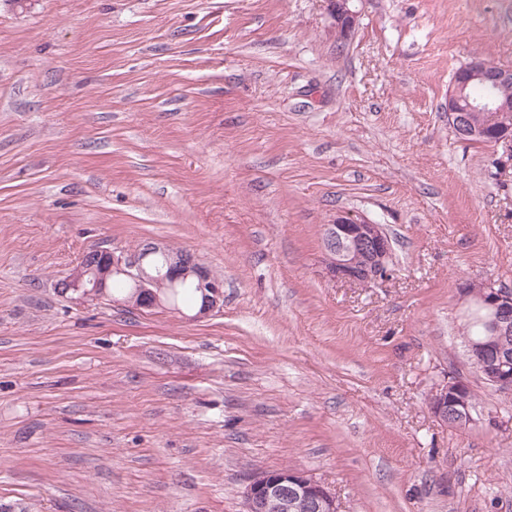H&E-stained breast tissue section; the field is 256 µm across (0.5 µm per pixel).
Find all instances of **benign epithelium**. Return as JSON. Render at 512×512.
I'll list each match as a JSON object with an SVG mask.
<instances>
[{"label":"benign epithelium","instance_id":"obj_1","mask_svg":"<svg viewBox=\"0 0 512 512\" xmlns=\"http://www.w3.org/2000/svg\"><path fill=\"white\" fill-rule=\"evenodd\" d=\"M329 15L334 27L343 37H348L358 24L359 12L353 0H329ZM512 78V71L504 70L492 61H474L458 70L453 87L448 94V122L462 140L482 135L493 144L512 138V130L501 126L499 118L512 112V102L485 98L475 103H462L458 91L472 81L493 87ZM327 273L345 281L369 283L387 275L391 259V247L383 225L368 219L353 218L339 213L332 223L325 225L323 235ZM166 247L150 244L135 252L113 249H95V259L80 263L73 272L60 282V286L78 298H98L115 277L125 278L132 291L124 299V305L141 310L163 306L158 293L153 290L157 278L144 269V258ZM190 277L197 279L203 303L197 316L208 315L224 305L223 283L195 261L189 253L173 259L164 280L175 286ZM481 310L486 313L489 336H502L512 330V293L492 285L476 295ZM487 363L477 365L484 380L503 393L512 394L511 356L500 346L489 342L473 349ZM470 387L456 379L433 391L430 408L443 422L458 425L473 422V409L468 404ZM306 502L315 512H340L336 496L321 482L297 469H281L261 472L248 480L244 491L243 512H295L296 504Z\"/></svg>","mask_w":512,"mask_h":512}]
</instances>
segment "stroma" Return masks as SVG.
<instances>
[{
    "label": "stroma",
    "instance_id": "stroma-1",
    "mask_svg": "<svg viewBox=\"0 0 512 512\" xmlns=\"http://www.w3.org/2000/svg\"><path fill=\"white\" fill-rule=\"evenodd\" d=\"M355 6L345 40L327 0H0V512H243L282 468L341 512H512V394L461 337L466 285L512 289V145L448 123L460 68L512 71V0ZM341 211L386 278L327 275ZM149 243L223 308L59 292ZM469 391L470 403L475 407L476 396L467 382L461 379L448 381L435 388L430 408L434 415L445 423L452 420L458 425L470 424L474 420L472 415L474 410L468 404Z\"/></svg>",
    "mask_w": 512,
    "mask_h": 512
}]
</instances>
